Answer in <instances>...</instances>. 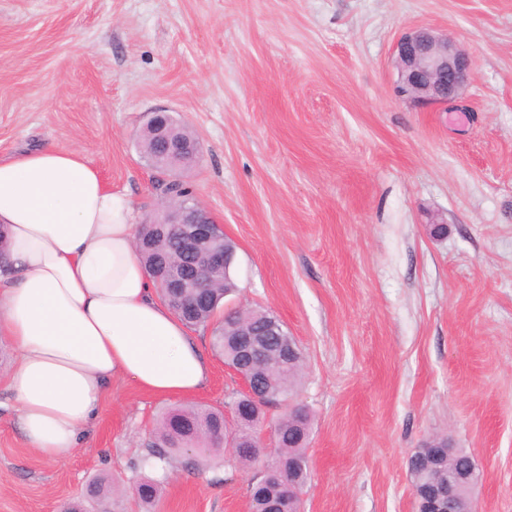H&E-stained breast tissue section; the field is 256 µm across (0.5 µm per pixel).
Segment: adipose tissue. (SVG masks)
I'll return each mask as SVG.
<instances>
[{
	"mask_svg": "<svg viewBox=\"0 0 512 512\" xmlns=\"http://www.w3.org/2000/svg\"><path fill=\"white\" fill-rule=\"evenodd\" d=\"M126 193L82 154L43 148L0 159V337L16 359L0 377L28 447L56 459L79 444L113 375L189 397L209 367L157 297L135 247Z\"/></svg>",
	"mask_w": 512,
	"mask_h": 512,
	"instance_id": "ef3b65f1",
	"label": "adipose tissue"
}]
</instances>
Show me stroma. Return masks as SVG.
Segmentation results:
<instances>
[{
	"label": "stroma",
	"instance_id": "1",
	"mask_svg": "<svg viewBox=\"0 0 512 512\" xmlns=\"http://www.w3.org/2000/svg\"><path fill=\"white\" fill-rule=\"evenodd\" d=\"M420 28L471 51L449 105L396 93L394 45ZM157 109L198 138L176 176L236 245L225 308L273 312L302 350L303 512H416L408 459L435 435L473 457L477 512H512V0H0V158L79 151L141 221ZM192 334L210 377L191 402L223 408L240 379ZM7 399L0 512H248L253 473L223 454L147 465L175 402L127 377L54 461ZM102 477L112 495L88 496Z\"/></svg>",
	"mask_w": 512,
	"mask_h": 512
}]
</instances>
